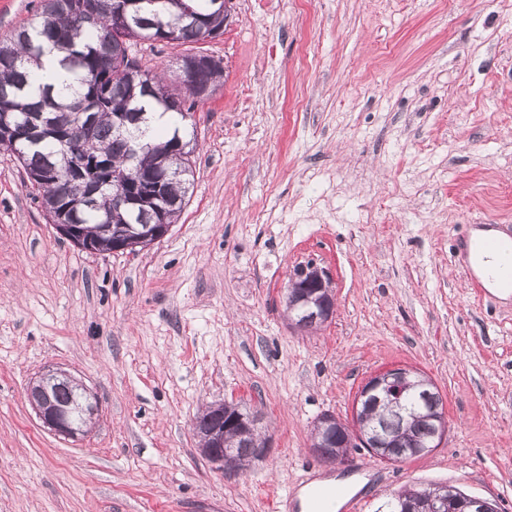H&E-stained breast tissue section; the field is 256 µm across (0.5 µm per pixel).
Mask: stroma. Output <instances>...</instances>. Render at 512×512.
I'll return each instance as SVG.
<instances>
[{
  "mask_svg": "<svg viewBox=\"0 0 512 512\" xmlns=\"http://www.w3.org/2000/svg\"><path fill=\"white\" fill-rule=\"evenodd\" d=\"M203 49L224 77L187 124L188 202L139 253L61 238L0 154V512H275L308 469L365 477L359 512L440 484L512 512V296L476 298L454 256L462 225L512 236V0H234ZM310 262L336 313L297 333ZM394 367L438 388L443 444L313 454L315 420ZM52 368L96 397L78 439L27 401ZM224 401L272 438L236 475L193 432ZM332 283L330 274L313 263L298 269L285 293L291 328L306 331L332 318L336 301Z\"/></svg>",
  "mask_w": 512,
  "mask_h": 512,
  "instance_id": "stroma-1",
  "label": "stroma"
}]
</instances>
